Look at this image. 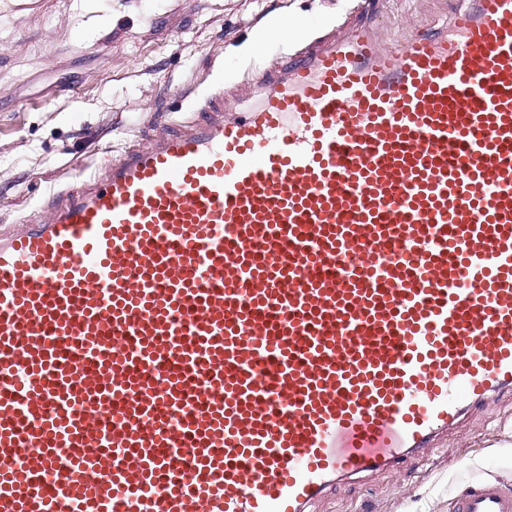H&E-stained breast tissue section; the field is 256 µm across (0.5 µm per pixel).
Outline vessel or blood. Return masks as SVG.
<instances>
[{
    "label": "vessel or blood",
    "mask_w": 512,
    "mask_h": 512,
    "mask_svg": "<svg viewBox=\"0 0 512 512\" xmlns=\"http://www.w3.org/2000/svg\"><path fill=\"white\" fill-rule=\"evenodd\" d=\"M404 28L0 230V512H309L512 391V0Z\"/></svg>",
    "instance_id": "vessel-or-blood-1"
}]
</instances>
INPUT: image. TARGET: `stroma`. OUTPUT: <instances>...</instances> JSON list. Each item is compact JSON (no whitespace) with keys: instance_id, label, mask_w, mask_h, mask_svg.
I'll return each instance as SVG.
<instances>
[{"instance_id":"1","label":"stroma","mask_w":512,"mask_h":512,"mask_svg":"<svg viewBox=\"0 0 512 512\" xmlns=\"http://www.w3.org/2000/svg\"><path fill=\"white\" fill-rule=\"evenodd\" d=\"M275 12L316 36L351 20V0H0V225L21 226L54 187L181 128L216 89L239 106L249 69L272 62L270 38L246 46ZM385 36L428 28L448 0H381ZM487 479L512 492V396L462 417L432 448L341 482L310 512H450Z\"/></svg>"}]
</instances>
